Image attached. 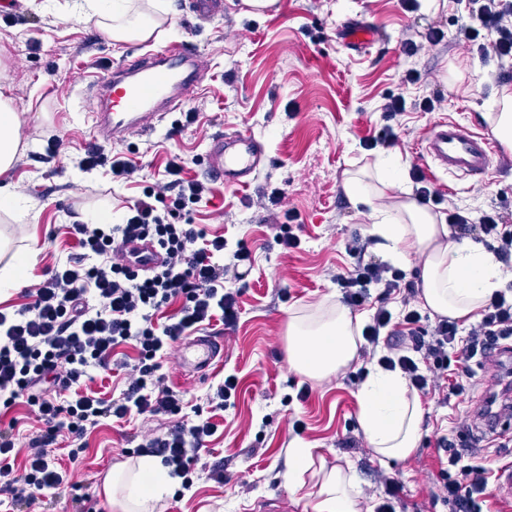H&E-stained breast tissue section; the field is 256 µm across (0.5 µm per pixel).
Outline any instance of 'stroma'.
I'll return each instance as SVG.
<instances>
[{
	"instance_id": "1",
	"label": "stroma",
	"mask_w": 512,
	"mask_h": 512,
	"mask_svg": "<svg viewBox=\"0 0 512 512\" xmlns=\"http://www.w3.org/2000/svg\"><path fill=\"white\" fill-rule=\"evenodd\" d=\"M163 2L168 15L161 40L194 41L208 58L209 72L188 104L198 114L195 123L174 134L166 118L152 133L121 145V152L141 168L138 181L125 184L112 181L106 170L86 175L77 168L92 140L84 121L88 103L83 89L111 64L140 55L142 42L112 43L94 23L67 17V0H57L51 11L24 0H0V61L8 67L29 142L7 174L23 201L13 216L0 219V233L37 252L19 284L0 297V308L20 304L23 289L75 253L65 227L83 211H104L113 222H122L128 205L155 181L169 154L187 160V176L202 178L209 137L250 128L267 156L253 183L227 187L215 182L210 203L177 218L181 224L223 232L229 249L242 243L250 250L254 270L241 286L240 322L231 328L212 324V331L224 338V360L204 379H186L171 357L161 369L170 386L185 391L191 411L207 410L210 388L224 374H237L239 387L234 404L216 418L218 431L195 464L192 489L179 499L164 496L154 512H244L262 500L278 501L279 512H312L317 476L305 474L302 494L292 493L283 479L293 442L312 448L326 467L353 469L361 491L359 512H373L384 476L405 488L400 512H451L440 498L439 472L446 454L439 442L457 439L460 422L480 405L501 367L487 364L482 387L467 400L423 398L417 450L408 459L383 464L368 448L357 420L356 393L371 359L359 356L331 378L307 381L288 365L287 327L291 315L340 300L334 275L350 267L353 239L367 243L369 257L378 255L369 243L370 219L347 198L346 171L373 170L387 155L403 170L422 168L444 198L438 212L450 202L475 214L512 205V151L498 149L495 173L479 182L439 172L422 152L423 136L438 116L472 129L487 125L491 90L500 84L496 60L467 52L455 38L467 20L465 0H448L434 13L404 11L398 0H277L259 16L246 14L241 0H224L223 16L208 20L196 17L192 0ZM355 16L380 29L381 40L369 51H349L336 39L337 24ZM432 29L443 32L441 41L426 44L415 56L404 54L403 39L424 42ZM410 69L418 70L422 80L406 88L408 99H440L438 112L408 109L394 122L399 136L394 146L364 150L361 139L376 135L384 124V97L402 89L401 79ZM50 128L64 143L52 159L43 141ZM275 187L286 193L278 209L262 202ZM288 209L298 213L303 226L302 247L291 253L278 244L274 231ZM306 384L309 398L296 401ZM297 419L306 424L300 434L292 428ZM162 426V420L148 416L124 423L102 420L88 431L87 448L76 459L69 455L71 436L60 435L55 457L69 484L54 499L51 512H111L103 491L106 474L136 463V439ZM350 438L356 447H346ZM219 460L224 463L220 482L209 474Z\"/></svg>"
}]
</instances>
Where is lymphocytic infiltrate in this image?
<instances>
[{"label":"lymphocytic infiltrate","instance_id":"f902f5d3","mask_svg":"<svg viewBox=\"0 0 512 512\" xmlns=\"http://www.w3.org/2000/svg\"><path fill=\"white\" fill-rule=\"evenodd\" d=\"M458 42L476 46L480 56L495 58L500 71L512 70V0H468V20L457 31ZM84 170L108 167L113 178L130 181L137 167L119 152H105L88 143L79 160ZM186 164L180 155L168 160L161 180L144 190L118 224L70 225L79 252L53 267L48 278L24 289L25 303L13 313L0 312V405L30 406L43 428L31 438L23 471H16L18 454L11 427H0V488L11 495L13 512H48L53 496L68 485L67 473L49 447L60 432L73 435L71 457H78L81 438L88 427L106 418L122 420L134 415L166 419L162 431L145 435L137 454L159 457L183 489L194 484L193 465L218 427L213 414L222 412L238 386L236 375H225L209 398L211 414L188 416L184 397L166 384L160 369L173 344L183 336L220 321L236 326L241 317L235 283L252 272L251 252L238 246L226 252L223 236L208 234L193 224L173 218L208 202L211 187L204 180L185 179ZM448 222L460 233L477 232L503 265L512 264V213L491 210L472 217L458 206L448 209ZM153 239L164 251L165 261L156 269L133 270L119 245L129 239ZM349 250L355 263L335 276L343 302L362 307L369 297L377 304L362 330L363 352L377 355L387 369H400L418 394L438 388V374L451 364L462 367L448 382V393L468 398L478 375L470 361L494 357L498 347L512 339V298L495 292L477 312L469 327L439 319L424 327L414 306V282L391 265L364 260V244ZM400 295L402 315L389 308L392 295ZM181 299L177 312L166 320L158 315L171 301ZM124 344L138 351L137 362L119 358ZM432 367L422 368L420 357ZM125 370L127 387L118 397L90 388L93 372ZM448 466L441 470L443 497L455 512H485L494 470L478 452L453 447Z\"/></svg>","mask_w":512,"mask_h":512}]
</instances>
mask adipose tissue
I'll list each match as a JSON object with an SVG mask.
<instances>
[{"instance_id":"obj_1","label":"adipose tissue","mask_w":512,"mask_h":512,"mask_svg":"<svg viewBox=\"0 0 512 512\" xmlns=\"http://www.w3.org/2000/svg\"><path fill=\"white\" fill-rule=\"evenodd\" d=\"M70 15L91 21L115 43L145 41L161 26L156 13L137 12L135 0H70ZM23 122L0 64V211L16 209L21 195L4 176L27 147ZM346 191L353 205L366 206L372 221L370 235L377 250L396 263L411 256L423 260L419 305L434 314L467 320L499 289L501 269L483 248L449 238L446 217L413 197L400 167L381 160L371 184L351 175ZM363 315L333 303L317 320L291 317L288 321V364L305 377L322 380L349 366L358 357ZM361 432L378 460H402L417 449L424 410L419 396L400 371L372 368L356 394ZM174 484L158 458L145 456L127 474H107L104 493L113 512H153L157 501ZM353 475L341 468L324 473L313 512H358Z\"/></svg>"}]
</instances>
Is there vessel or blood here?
<instances>
[{"label":"vessel or blood","mask_w":512,"mask_h":512,"mask_svg":"<svg viewBox=\"0 0 512 512\" xmlns=\"http://www.w3.org/2000/svg\"><path fill=\"white\" fill-rule=\"evenodd\" d=\"M336 37L350 50L367 49L378 38L373 26L347 20L336 27ZM205 77L202 52L187 39L166 42L133 60L112 66L87 85L90 108L85 121L93 138L119 145L133 135L153 131L167 112L189 102ZM423 152L435 168L455 178L483 179L490 172L494 142L481 130L461 126L450 118L435 122L422 140ZM263 144L248 129L213 136L205 155L207 172L228 186L251 182L264 162ZM124 252L148 270L162 260L148 241H130ZM224 360L220 336H186L177 344L182 373L195 379Z\"/></svg>","instance_id":"b4317fda"}]
</instances>
